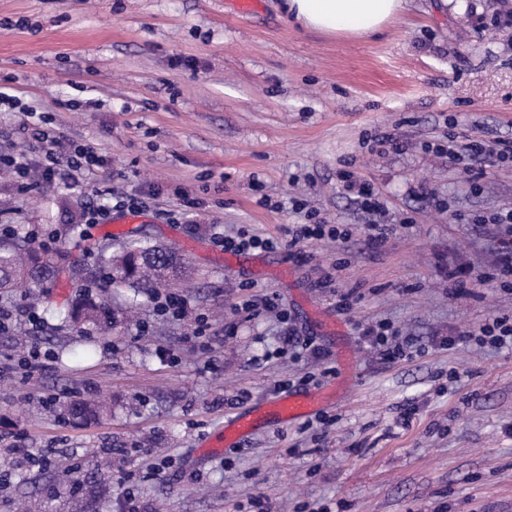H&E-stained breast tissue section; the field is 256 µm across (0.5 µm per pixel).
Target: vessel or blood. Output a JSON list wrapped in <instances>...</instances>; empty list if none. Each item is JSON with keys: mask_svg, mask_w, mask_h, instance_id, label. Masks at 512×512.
Segmentation results:
<instances>
[{"mask_svg": "<svg viewBox=\"0 0 512 512\" xmlns=\"http://www.w3.org/2000/svg\"><path fill=\"white\" fill-rule=\"evenodd\" d=\"M319 407L315 392L310 390H285L276 397L260 403L253 410L228 419L223 433L212 435L207 445L211 448L223 444H240L258 426L267 422L285 423L308 416Z\"/></svg>", "mask_w": 512, "mask_h": 512, "instance_id": "obj_1", "label": "vessel or blood"}]
</instances>
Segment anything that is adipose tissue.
Returning <instances> with one entry per match:
<instances>
[{"mask_svg": "<svg viewBox=\"0 0 512 512\" xmlns=\"http://www.w3.org/2000/svg\"><path fill=\"white\" fill-rule=\"evenodd\" d=\"M407 0H284L289 19L306 29L345 37L380 32Z\"/></svg>", "mask_w": 512, "mask_h": 512, "instance_id": "adipose-tissue-1", "label": "adipose tissue"}]
</instances>
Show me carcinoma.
I'll use <instances>...</instances> for the list:
<instances>
[{
	"mask_svg": "<svg viewBox=\"0 0 512 512\" xmlns=\"http://www.w3.org/2000/svg\"><path fill=\"white\" fill-rule=\"evenodd\" d=\"M98 260L113 288L143 292L190 278L189 268L172 248L144 238L113 239L101 246ZM70 263V253L66 250L35 248L28 239L18 235L0 239V298L27 291L39 281L59 274ZM112 316L104 304L87 294L69 313L79 333L85 325L110 327ZM105 412L106 407L92 398L74 399L65 406V415L72 419H95Z\"/></svg>",
	"mask_w": 512,
	"mask_h": 512,
	"instance_id": "1",
	"label": "carcinoma"
}]
</instances>
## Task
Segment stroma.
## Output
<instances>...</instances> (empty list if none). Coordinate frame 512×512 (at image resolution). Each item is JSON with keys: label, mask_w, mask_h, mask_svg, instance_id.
Listing matches in <instances>:
<instances>
[{"label": "stroma", "mask_w": 512, "mask_h": 512, "mask_svg": "<svg viewBox=\"0 0 512 512\" xmlns=\"http://www.w3.org/2000/svg\"><path fill=\"white\" fill-rule=\"evenodd\" d=\"M505 10L512 0H408L383 32L348 38L293 24L281 0L246 15L226 0H0V87L20 102L0 104V154L29 150L18 126L46 118L59 163L73 142L104 158L74 188L24 194L0 167V231L43 245L51 227L74 226L66 244L96 297L139 307L84 339L65 278L7 302L0 512H127L128 487L136 512H512V349L440 343L512 315L489 223L512 209V162L434 151L452 133L512 141V29L491 28ZM385 133L402 152L379 150ZM343 169L385 210L346 195ZM182 189L202 202L188 217ZM99 203L108 216L87 223ZM319 222L349 239L289 247L288 225ZM369 224L393 228L381 249ZM218 230L279 244L229 251ZM116 231L170 245L192 268L169 288L184 318L157 315L153 294L103 287L92 252ZM264 294L274 309L246 308ZM362 322L389 323L411 358L381 360ZM292 335L326 359L294 360ZM32 351L48 361L26 364ZM280 381L328 402L202 451ZM89 394L111 415L63 416Z\"/></svg>", "instance_id": "obj_1"}]
</instances>
